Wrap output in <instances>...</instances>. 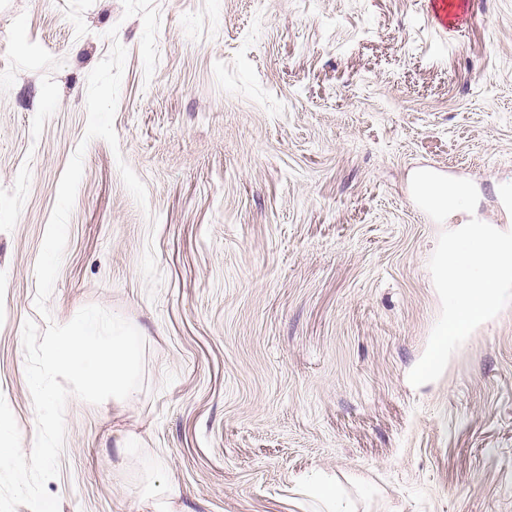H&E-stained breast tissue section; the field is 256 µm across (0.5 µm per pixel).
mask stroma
I'll return each mask as SVG.
<instances>
[{
	"label": "stroma",
	"mask_w": 512,
	"mask_h": 512,
	"mask_svg": "<svg viewBox=\"0 0 512 512\" xmlns=\"http://www.w3.org/2000/svg\"><path fill=\"white\" fill-rule=\"evenodd\" d=\"M471 12L443 41L426 0H0V396L22 440L25 321L97 304L146 343L136 401L69 397L59 512H154L162 486L176 512H512V303L408 379L457 227L412 175L472 181L476 218L512 230V0ZM112 29L115 149L84 138ZM82 142L45 316L35 265Z\"/></svg>",
	"instance_id": "obj_1"
}]
</instances>
